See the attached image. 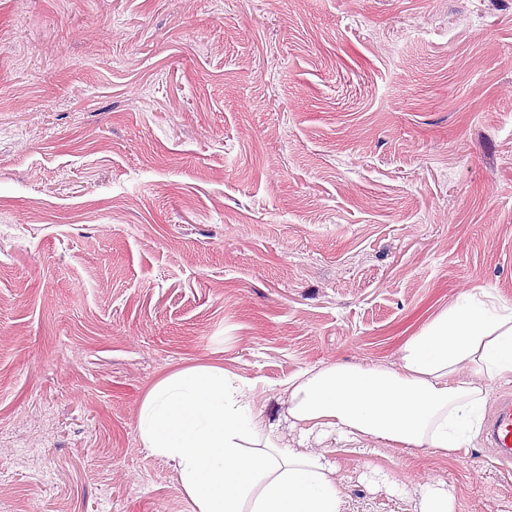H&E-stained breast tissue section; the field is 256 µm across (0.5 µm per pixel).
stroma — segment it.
Returning <instances> with one entry per match:
<instances>
[{
	"mask_svg": "<svg viewBox=\"0 0 512 512\" xmlns=\"http://www.w3.org/2000/svg\"><path fill=\"white\" fill-rule=\"evenodd\" d=\"M512 304V0H0V512H192L150 387L395 361L463 291ZM512 512L483 440L336 445Z\"/></svg>",
	"mask_w": 512,
	"mask_h": 512,
	"instance_id": "stroma-1",
	"label": "stroma"
}]
</instances>
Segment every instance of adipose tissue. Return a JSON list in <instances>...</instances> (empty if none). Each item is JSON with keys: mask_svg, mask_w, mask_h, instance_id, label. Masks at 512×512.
Listing matches in <instances>:
<instances>
[{"mask_svg": "<svg viewBox=\"0 0 512 512\" xmlns=\"http://www.w3.org/2000/svg\"><path fill=\"white\" fill-rule=\"evenodd\" d=\"M496 384H512V305L476 288L408 337L397 362L290 377L297 447L257 408L252 385L215 364L157 381L138 431L143 448L171 463L193 512H345L325 439L452 452L479 436ZM406 494L412 512H455L444 483Z\"/></svg>", "mask_w": 512, "mask_h": 512, "instance_id": "ef3b65f1", "label": "adipose tissue"}]
</instances>
